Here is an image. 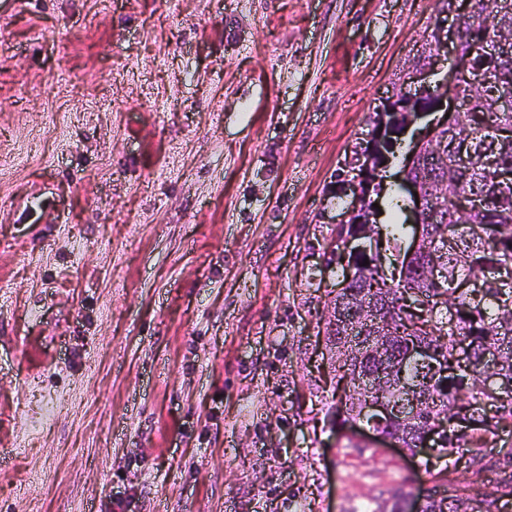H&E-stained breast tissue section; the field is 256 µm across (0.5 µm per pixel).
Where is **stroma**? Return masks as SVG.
Wrapping results in <instances>:
<instances>
[{"label":"stroma","mask_w":512,"mask_h":512,"mask_svg":"<svg viewBox=\"0 0 512 512\" xmlns=\"http://www.w3.org/2000/svg\"><path fill=\"white\" fill-rule=\"evenodd\" d=\"M446 16L0 0V512H512V426L456 461L328 417L346 164ZM458 490L453 488L448 490V495L440 498L429 496L426 504L422 507L421 512H470L475 511L473 507H469L470 499L457 494Z\"/></svg>","instance_id":"35a3bbf8"}]
</instances>
